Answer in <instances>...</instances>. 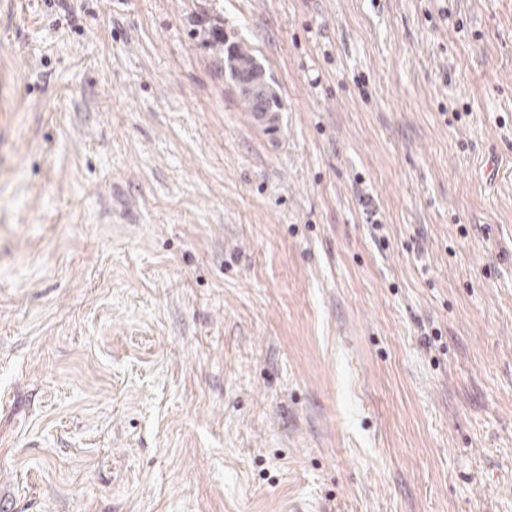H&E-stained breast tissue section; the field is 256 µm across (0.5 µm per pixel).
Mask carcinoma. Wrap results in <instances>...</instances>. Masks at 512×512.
Here are the masks:
<instances>
[{"mask_svg": "<svg viewBox=\"0 0 512 512\" xmlns=\"http://www.w3.org/2000/svg\"><path fill=\"white\" fill-rule=\"evenodd\" d=\"M205 45L212 52L216 68L228 73L239 89L247 106L254 112H278L281 110L279 99L263 79V70L246 49L238 44H229L224 40V29L213 27L208 30Z\"/></svg>", "mask_w": 512, "mask_h": 512, "instance_id": "cac0c4a2", "label": "carcinoma"}]
</instances>
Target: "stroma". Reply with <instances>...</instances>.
Returning <instances> with one entry per match:
<instances>
[{"mask_svg": "<svg viewBox=\"0 0 512 512\" xmlns=\"http://www.w3.org/2000/svg\"><path fill=\"white\" fill-rule=\"evenodd\" d=\"M70 5L0 0L11 512H512V0ZM205 45L212 52L220 74L227 72L236 84L243 101L253 111L254 122L267 130L275 128V112L281 110V105L253 57L243 46L228 44L220 27L208 30Z\"/></svg>", "mask_w": 512, "mask_h": 512, "instance_id": "35a3bbf8", "label": "stroma"}]
</instances>
